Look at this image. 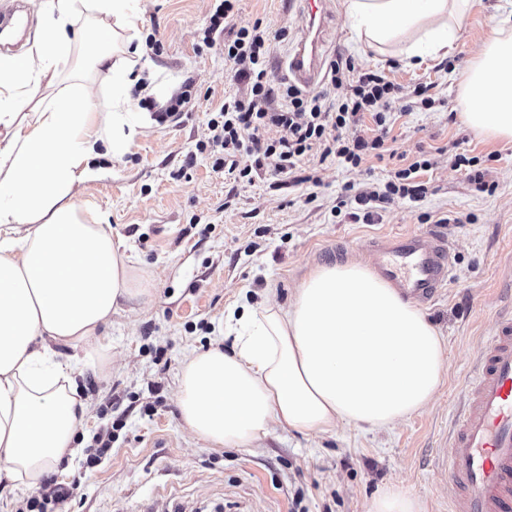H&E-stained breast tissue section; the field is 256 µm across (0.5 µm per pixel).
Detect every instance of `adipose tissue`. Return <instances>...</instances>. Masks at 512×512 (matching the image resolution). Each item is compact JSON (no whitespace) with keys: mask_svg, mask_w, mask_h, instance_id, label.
Here are the masks:
<instances>
[{"mask_svg":"<svg viewBox=\"0 0 512 512\" xmlns=\"http://www.w3.org/2000/svg\"><path fill=\"white\" fill-rule=\"evenodd\" d=\"M33 55L0 56V497L38 489L77 453L89 405L77 378L108 352L121 305L148 282L104 225L88 223L74 189L99 146L127 152L145 112L92 109L86 87L46 100L57 65L76 42L112 73L130 103L142 75L140 0H48ZM481 0H348L346 18L376 50L406 42L405 56H447ZM98 22L75 29L80 9ZM122 41V56L105 47ZM463 122L512 140V12L486 32L460 84ZM231 350L215 345L181 368L184 429L216 448L257 447L271 431L319 436L337 426L383 428L427 408L442 383L445 349L422 312L358 265H319L289 303L229 314Z\"/></svg>","mask_w":512,"mask_h":512,"instance_id":"obj_1","label":"adipose tissue"}]
</instances>
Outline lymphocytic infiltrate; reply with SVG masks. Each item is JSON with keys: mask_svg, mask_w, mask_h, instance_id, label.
<instances>
[{"mask_svg": "<svg viewBox=\"0 0 512 512\" xmlns=\"http://www.w3.org/2000/svg\"><path fill=\"white\" fill-rule=\"evenodd\" d=\"M237 2L218 0L203 32L206 46H223L225 62L234 66V78L243 85L209 118L208 140L197 145L198 151L209 153L213 169L250 183L264 171L289 176L311 157L351 167L371 157L382 158L390 99L397 85L384 74L356 70L352 62H335L330 67V84L332 88L349 86V96L339 99L324 92L308 99L291 85L284 91V106L274 107L267 71L272 41L259 27L234 28ZM271 126L280 132L277 139L264 136ZM430 167L422 154L408 167L395 170L383 189L356 192L344 186L332 214L340 216L347 208L351 219L370 223L394 198L423 201L427 189L416 175Z\"/></svg>", "mask_w": 512, "mask_h": 512, "instance_id": "obj_1", "label": "lymphocytic infiltrate"}]
</instances>
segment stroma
Returning <instances> with one entry per match:
<instances>
[{
    "instance_id": "35a3bbf8",
    "label": "stroma",
    "mask_w": 512,
    "mask_h": 512,
    "mask_svg": "<svg viewBox=\"0 0 512 512\" xmlns=\"http://www.w3.org/2000/svg\"><path fill=\"white\" fill-rule=\"evenodd\" d=\"M346 0H328L325 63L352 60L401 86L392 103L386 146L390 159L358 168L303 161L301 184L272 188L270 176L236 183L214 171L196 150L207 119L235 93L219 48L203 44L211 0H144L140 61L152 74L155 102L185 81L193 99L180 117L138 128L129 151L94 163L95 176L76 187L86 218L109 225L122 240L151 296L113 316L110 355L94 356L79 392L89 412L77 435L89 446L101 427L122 421L101 464L62 463L54 478L73 494L55 512H366L367 502L399 485L424 512H452L458 490L444 456L466 378L497 321L512 312V141L487 140L460 119L458 85L472 55L506 0H484L466 19L454 51L407 64L400 47L380 53L355 41L345 23ZM299 0H240L235 27L261 25L272 44L268 76L275 90L289 84L285 63L303 25ZM63 87L91 85L97 111L109 112L112 75L76 49L61 72ZM428 88L430 109H409L416 85ZM432 163L422 173L428 194L418 203L395 199L373 223L335 219L330 209L344 185L384 183L418 150ZM192 167H184L188 153ZM479 157L494 193L478 190L457 155ZM470 223H463V216ZM449 219L453 273L426 319L442 337L446 373L434 401L388 429L339 428L325 436L276 432L242 452L212 448L184 430L176 401L187 355L215 343L230 311L266 299L287 303L314 266L361 263L372 241L397 232H427Z\"/></svg>"
}]
</instances>
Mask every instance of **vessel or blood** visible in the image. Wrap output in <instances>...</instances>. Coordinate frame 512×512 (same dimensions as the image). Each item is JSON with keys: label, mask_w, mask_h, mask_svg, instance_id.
Segmentation results:
<instances>
[{"label": "vessel or blood", "mask_w": 512, "mask_h": 512, "mask_svg": "<svg viewBox=\"0 0 512 512\" xmlns=\"http://www.w3.org/2000/svg\"><path fill=\"white\" fill-rule=\"evenodd\" d=\"M301 2L307 22L288 52V74L311 87L323 70L328 12L326 0ZM366 261L403 299L423 306L434 302L453 269L448 237L438 229L375 241ZM446 465L466 489L453 512H512V317L488 337L467 378Z\"/></svg>", "instance_id": "b4317fda"}]
</instances>
